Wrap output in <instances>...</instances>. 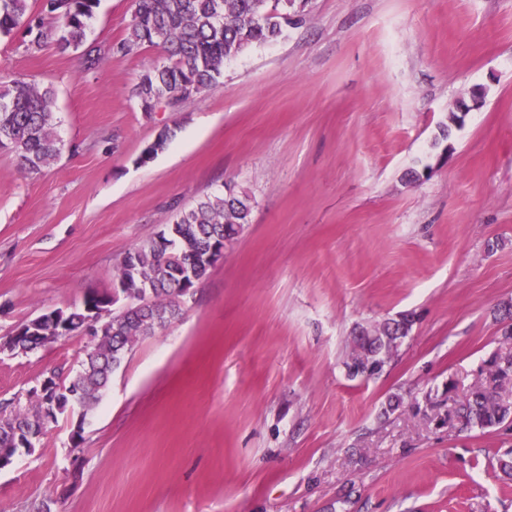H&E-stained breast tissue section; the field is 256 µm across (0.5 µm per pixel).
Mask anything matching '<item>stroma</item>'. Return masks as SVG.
Listing matches in <instances>:
<instances>
[{
	"mask_svg": "<svg viewBox=\"0 0 512 512\" xmlns=\"http://www.w3.org/2000/svg\"><path fill=\"white\" fill-rule=\"evenodd\" d=\"M310 7L194 101L149 115L131 88L162 48L90 73L81 52L0 36V84L53 86L63 142L37 173L0 150V337L110 290L125 252L225 181L253 199L181 316L114 372L79 481L62 417L0 471V512H512L489 465L512 423L448 418L512 305V0ZM135 9L100 0L88 42L123 38ZM165 125L172 143L139 163ZM405 312L383 374L349 378L352 336ZM87 343L0 354V402L67 376Z\"/></svg>",
	"mask_w": 512,
	"mask_h": 512,
	"instance_id": "obj_1",
	"label": "stroma"
}]
</instances>
